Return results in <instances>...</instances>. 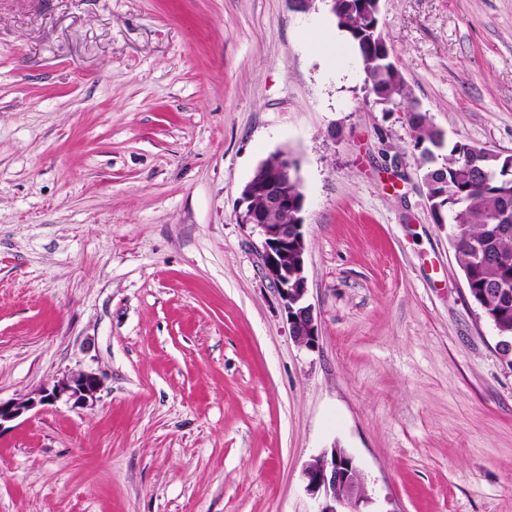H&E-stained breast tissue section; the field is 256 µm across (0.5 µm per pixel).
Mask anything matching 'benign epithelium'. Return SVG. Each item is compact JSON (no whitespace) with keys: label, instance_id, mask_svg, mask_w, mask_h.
Wrapping results in <instances>:
<instances>
[{"label":"benign epithelium","instance_id":"obj_1","mask_svg":"<svg viewBox=\"0 0 512 512\" xmlns=\"http://www.w3.org/2000/svg\"><path fill=\"white\" fill-rule=\"evenodd\" d=\"M294 180L292 157L277 153L264 160L241 189L237 221L249 225L260 237L266 276L275 284L296 342L315 348L319 328L314 309L307 302L305 276L306 244L302 232L305 200L288 197V183ZM260 196L264 208L252 207V198ZM292 215L290 224H271L267 214ZM293 264H288V255ZM101 381L93 373L78 372L43 388L34 395L9 401L0 400V430L40 406L61 400L83 407L96 399ZM307 493L314 499V512H368L372 503L355 458L344 448L333 446L315 457L303 470Z\"/></svg>","mask_w":512,"mask_h":512}]
</instances>
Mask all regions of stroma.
Instances as JSON below:
<instances>
[{
	"mask_svg": "<svg viewBox=\"0 0 512 512\" xmlns=\"http://www.w3.org/2000/svg\"><path fill=\"white\" fill-rule=\"evenodd\" d=\"M380 25L446 141L512 155V0ZM337 33L287 0H0V399L102 384L0 431V512H312L332 446L373 512H512V366ZM279 150L312 350L236 220Z\"/></svg>",
	"mask_w": 512,
	"mask_h": 512,
	"instance_id": "stroma-1",
	"label": "stroma"
}]
</instances>
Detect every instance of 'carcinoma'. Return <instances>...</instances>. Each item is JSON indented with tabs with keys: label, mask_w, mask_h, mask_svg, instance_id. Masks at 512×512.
I'll list each match as a JSON object with an SVG mask.
<instances>
[{
	"label": "carcinoma",
	"mask_w": 512,
	"mask_h": 512,
	"mask_svg": "<svg viewBox=\"0 0 512 512\" xmlns=\"http://www.w3.org/2000/svg\"><path fill=\"white\" fill-rule=\"evenodd\" d=\"M336 27L369 68L368 91L378 101L405 113L420 149V168L430 212L448 215L449 238L468 283L470 297L499 332L512 338V178L491 177L504 159L485 154L474 158L475 146L456 141L437 163L435 146H445L442 131L428 113L407 106L408 88L379 26L372 0H333Z\"/></svg>",
	"instance_id": "1"
}]
</instances>
